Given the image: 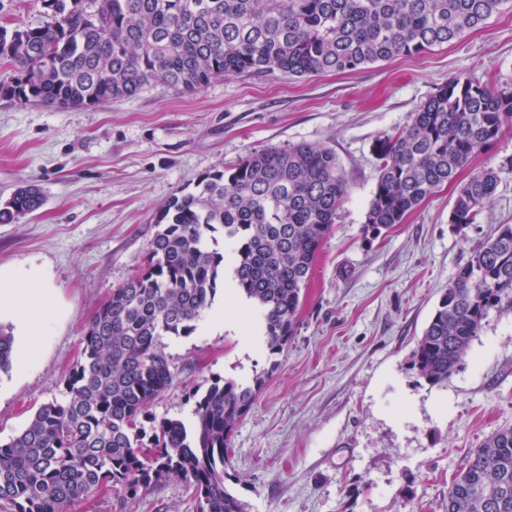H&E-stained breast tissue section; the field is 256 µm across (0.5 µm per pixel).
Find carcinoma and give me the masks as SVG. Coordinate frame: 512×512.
<instances>
[{
	"label": "carcinoma",
	"mask_w": 512,
	"mask_h": 512,
	"mask_svg": "<svg viewBox=\"0 0 512 512\" xmlns=\"http://www.w3.org/2000/svg\"><path fill=\"white\" fill-rule=\"evenodd\" d=\"M51 20L0 26V64L15 71L0 98L46 107L100 106L151 85L195 93L230 75L301 78L346 73L459 38L509 0H46ZM512 124V87L451 77L406 129L376 141V185L362 233L375 238L451 184ZM499 174L460 185L449 223H475ZM348 178L336 153L301 143L269 147L168 197L134 281L112 289L85 325L65 395L41 405L0 443V512H71L113 491L134 500L178 477L195 512H246L226 485L236 424L265 383L215 382L195 400L194 421L145 429L149 404L173 382L163 337L189 336L212 306L224 262L234 291L262 316L270 354L294 336L315 256L336 223ZM29 184L0 206V223L40 210ZM224 229L221 254L205 235ZM512 307V225L472 251L439 300L414 350V366L445 386L488 315ZM14 337L0 329V374ZM447 512H512V427L474 449L448 487Z\"/></svg>",
	"instance_id": "obj_1"
}]
</instances>
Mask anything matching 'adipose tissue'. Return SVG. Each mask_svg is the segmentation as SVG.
I'll use <instances>...</instances> for the list:
<instances>
[{
  "label": "adipose tissue",
  "instance_id": "adipose-tissue-1",
  "mask_svg": "<svg viewBox=\"0 0 512 512\" xmlns=\"http://www.w3.org/2000/svg\"><path fill=\"white\" fill-rule=\"evenodd\" d=\"M58 313L53 290L39 268L0 271V318L11 319L21 338L16 351L19 367L35 361L49 323Z\"/></svg>",
  "mask_w": 512,
  "mask_h": 512
}]
</instances>
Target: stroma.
Instances as JSON below:
<instances>
[{"instance_id":"stroma-1","label":"stroma","mask_w":512,"mask_h":512,"mask_svg":"<svg viewBox=\"0 0 512 512\" xmlns=\"http://www.w3.org/2000/svg\"><path fill=\"white\" fill-rule=\"evenodd\" d=\"M453 76L512 84V6L451 43L343 74L231 76L194 94L157 85L68 109L0 99V202L26 184L45 197L35 214L0 224V267L39 266L63 310L36 362L0 376V442L62 398L85 324L143 262L171 194L254 151L307 143L335 152L349 189L293 338L269 354L216 295L225 328L207 314L192 335L165 337L178 374L149 414L191 421L194 394L263 374L225 467L247 512H446L470 450L512 427V309L490 313L447 385H429L412 355L458 268L512 224V125L460 173L500 176L475 224H450L457 189L445 186L381 237L365 241L362 228L377 139L408 127ZM72 512L195 509L173 477L136 500L95 494Z\"/></svg>"}]
</instances>
